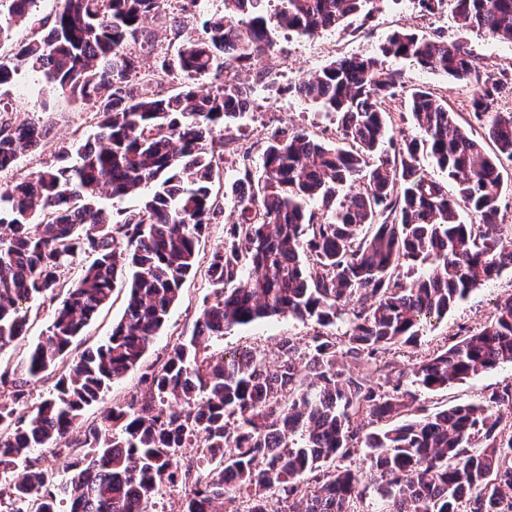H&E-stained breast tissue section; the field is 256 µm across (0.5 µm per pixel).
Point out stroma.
<instances>
[{
    "instance_id": "35a3bbf8",
    "label": "stroma",
    "mask_w": 512,
    "mask_h": 512,
    "mask_svg": "<svg viewBox=\"0 0 512 512\" xmlns=\"http://www.w3.org/2000/svg\"><path fill=\"white\" fill-rule=\"evenodd\" d=\"M171 12L178 13L181 18L182 38H175L169 28L166 16ZM144 27L150 35V43L139 48L137 55L142 72L155 76L147 87L148 92L166 95L177 91L183 85L181 76L175 72L168 75L157 72L156 60L161 56L175 57L183 38L203 37L202 20L197 10L184 8L182 0H162L158 14L147 19ZM397 30L464 41L478 61L481 76L497 78L504 73L512 74V44L474 31L460 30L450 9L428 12L418 6L417 0H381L369 17L350 18L344 27L314 37L280 33L271 53L253 59L237 72L238 80L253 87L254 94L249 110L223 131L224 162L215 184L227 192L224 199L225 221L210 225L201 237L197 245L200 265H207L211 254L223 247L224 224L237 217L236 199L229 189L242 161H249L253 176H260L262 153L272 130L288 126L310 131L328 144L340 142L335 117L290 94L289 84L331 60L375 55L379 45ZM384 67L397 73L405 90L426 87L447 101L449 111L454 112L460 122H469L473 85L453 82L444 75L425 71L407 58H387ZM0 102L7 105V117L11 121H32L46 131L39 147L25 151L14 167L0 172V188L53 165L62 148L86 140L95 131L96 109L93 103H75L49 95L40 77L26 68L18 71L10 86L0 90ZM92 260V255L87 253L73 257L64 270L62 285L56 289L54 300L28 309L27 335L24 340L0 351L1 370L22 366L31 346L46 335L56 301L65 297L67 285L76 280ZM211 293L203 275L186 279L178 303L171 309L164 328L153 338L145 353V363L154 362L176 339L192 335L203 301ZM508 293H512L510 271L470 293L444 319L424 325L416 345L389 352V360L403 375V384L408 385L417 406L426 413L480 402L492 391L512 383V364L509 363L435 391L413 384L409 374L415 363L451 344L453 336L478 328L490 320L497 301ZM126 295L124 282H117L110 304L76 339L70 348L71 356H78L85 347L100 343L111 334L113 326L123 316ZM314 329V324L288 316L264 320L226 332L223 339L211 344L210 350L225 353L248 349L272 363L278 357L279 345L284 338L290 337L304 344Z\"/></svg>"
}]
</instances>
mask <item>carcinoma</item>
I'll return each mask as SVG.
<instances>
[{
    "label": "carcinoma",
    "instance_id": "cac0c4a2",
    "mask_svg": "<svg viewBox=\"0 0 512 512\" xmlns=\"http://www.w3.org/2000/svg\"><path fill=\"white\" fill-rule=\"evenodd\" d=\"M261 2L224 0V14L204 23L205 38L162 59L159 70L184 76L167 97L129 84L139 66L128 45L149 42L142 22L160 0H63L36 38L0 55V86L26 67L59 95L99 101L93 141L0 189V350L25 337L22 303L54 292L74 253L95 254L23 368L0 371V512H148L179 485L180 512H219L237 492L245 512H282V502L288 512H350L371 487L381 512H512V417L502 413L512 411V384L477 404L415 414L393 362L373 369L387 392L338 365L340 357L368 365L415 343L423 323L512 271V228L498 223L512 113L493 110L512 80L482 78L456 41L397 31L377 54L334 60L288 86L336 118L343 145L303 129L272 132L259 195L245 192L246 165L231 185L239 214L208 261L213 300L189 339L141 367L197 270L198 237L224 216L212 191L223 156L215 134L243 116L252 93L228 73L269 50L278 30L314 36L369 16L381 0H275L271 16ZM451 2L460 28L512 42V0ZM37 3L9 0L0 42ZM390 57L475 80L473 117L484 136L423 88L408 100L413 132L394 131L385 108L398 83L383 69ZM207 75L219 85L200 94L193 81ZM44 136L34 123L0 120V170ZM486 140L495 155L485 153ZM426 157L455 182V196L425 173ZM103 188L114 198L149 194L115 222L94 195ZM365 227L373 232L361 234ZM127 268L125 313L111 336L77 357L54 394L28 404L27 384L64 360ZM345 314L338 343L325 328ZM281 316L320 330L304 348L282 340L273 365L248 350L209 351L235 327ZM503 363H512V293L489 322L420 361L413 376L436 390ZM138 367L139 390L101 422L85 423L102 392ZM363 416L385 427L367 432L355 424ZM43 448L66 460V479L41 466ZM360 448L370 449L369 468L329 467Z\"/></svg>",
    "mask_w": 512,
    "mask_h": 512
}]
</instances>
